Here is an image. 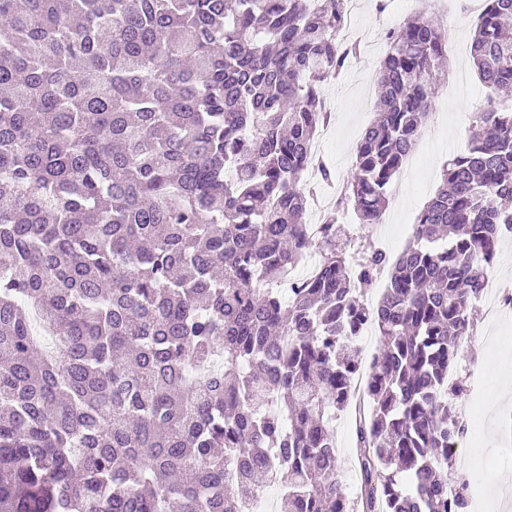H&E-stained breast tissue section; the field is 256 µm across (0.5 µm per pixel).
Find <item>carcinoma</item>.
Instances as JSON below:
<instances>
[{"mask_svg":"<svg viewBox=\"0 0 512 512\" xmlns=\"http://www.w3.org/2000/svg\"><path fill=\"white\" fill-rule=\"evenodd\" d=\"M344 0H0V512H467L448 501V369L512 234V111L468 150L395 261L308 236L323 85L357 53ZM512 0H487L471 58L512 88ZM378 115L341 204L378 223L426 124L448 41L388 33ZM319 271L280 294L284 274ZM388 271L375 305L363 290ZM355 420L360 501L324 412Z\"/></svg>","mask_w":512,"mask_h":512,"instance_id":"1","label":"carcinoma"}]
</instances>
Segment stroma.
Wrapping results in <instances>:
<instances>
[{"mask_svg": "<svg viewBox=\"0 0 512 512\" xmlns=\"http://www.w3.org/2000/svg\"><path fill=\"white\" fill-rule=\"evenodd\" d=\"M477 7L476 0H437L435 9L448 37L447 68L434 106L443 123L436 135L437 147L428 155L425 167L412 172L401 199L390 201L386 224H364L357 215H350L348 231L360 246L372 245L384 250L390 258H397L412 240L413 224L436 191L444 165L468 147L470 132L459 117L481 111L488 94L469 56L473 26L468 15ZM414 14L410 0H392L384 12L367 10L351 20L348 35L359 39L362 48L350 58L336 80L324 88L326 109L333 120V136L324 141L322 156L336 174L333 186L325 188V196L337 195L348 179L355 162L358 135L376 118L374 106H360L358 99L366 90V70L378 69L384 54L385 45L378 35L399 27ZM471 315L472 334L467 350L458 361L459 377L467 385L473 376H480L483 393L477 403V427L467 434L462 449L471 457L473 477L483 491L484 504L495 512H512V499H505L502 494L506 486H512V458L503 453L504 448L512 447V405L500 402L492 382L504 354L512 353V317L501 325H492L484 319L477 303L473 304ZM332 429L339 448V472L349 488H357L354 425L349 415L337 413Z\"/></svg>", "mask_w": 512, "mask_h": 512, "instance_id": "stroma-1", "label": "stroma"}]
</instances>
